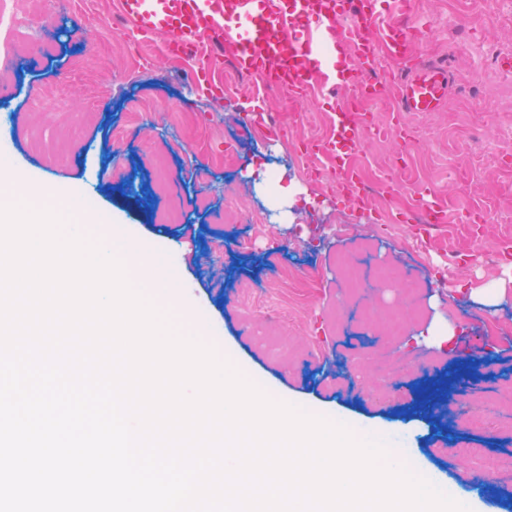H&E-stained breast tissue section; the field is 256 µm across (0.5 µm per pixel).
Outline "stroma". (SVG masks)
<instances>
[{"mask_svg": "<svg viewBox=\"0 0 512 512\" xmlns=\"http://www.w3.org/2000/svg\"><path fill=\"white\" fill-rule=\"evenodd\" d=\"M116 0H52L55 27L41 25L48 49L18 43L11 81L16 99L0 105V159H11L32 178L68 186L82 205L100 206L122 240L169 279L207 341L225 347L267 387L314 412L340 413L360 427L399 428L408 449L447 490L464 491L481 512H508L490 497L459 454L481 449L488 459L512 457V428H465L467 403L498 400L512 388V362L493 359L469 371L443 401L442 422L411 414L420 390L453 371L456 353L512 344V285L492 314L478 310L470 291L495 287L512 272V74L496 60L512 55V0H496L485 25L474 0H408L410 15L433 23L412 58L447 65L448 102L436 112H409L403 121L418 138L399 148L395 137L368 139L357 157L379 218L372 224L337 206L334 168L309 176L299 141L324 136L333 104L316 100L315 111L273 90L260 99L288 136L268 141L248 127L241 104L252 78L234 74L224 57L212 58L228 82L221 100L194 90L192 60L167 55L162 38L134 42L112 25ZM396 0H380V22L400 21ZM458 22L447 29L445 19ZM484 49L485 78L469 79L471 48ZM46 105L33 111L31 97ZM404 155L398 193L386 191L382 170ZM172 176L168 195L154 196L158 165ZM197 169L195 182L179 177ZM432 188L451 210L480 208L483 225L444 224L429 242L409 224L388 216L413 200L416 186ZM291 187L283 196L281 187ZM151 200L150 212L128 198ZM241 219H228L225 203ZM182 207L169 223L160 211ZM349 256L373 276L383 265L401 268L415 303L408 322L414 344L368 327L370 306L396 304L403 288L374 286L348 294L340 266ZM266 322L268 338L254 336L253 321ZM417 363V371L390 383L403 393L395 402L379 394L360 357Z\"/></svg>", "mask_w": 512, "mask_h": 512, "instance_id": "1", "label": "stroma"}]
</instances>
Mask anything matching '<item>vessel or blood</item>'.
<instances>
[{
    "mask_svg": "<svg viewBox=\"0 0 512 512\" xmlns=\"http://www.w3.org/2000/svg\"><path fill=\"white\" fill-rule=\"evenodd\" d=\"M116 15L119 31L163 37L166 51L182 58L195 57L200 42H207L252 77L260 93L285 86L295 97L313 100L357 88L359 101L337 104L329 134L309 141L306 154L312 177H321L323 162L332 164L339 200L360 208L365 218L368 194L355 164L370 122L364 102L392 101L400 115L438 111L448 98V70L440 64L410 63L393 85L375 78L379 56L401 57L430 30L420 17L380 26L378 0H118ZM190 79L199 90L223 97L224 81L209 69L195 70ZM400 218L423 237L458 220L440 197L422 190L414 209Z\"/></svg>",
    "mask_w": 512,
    "mask_h": 512,
    "instance_id": "b4317fda",
    "label": "vessel or blood"
}]
</instances>
